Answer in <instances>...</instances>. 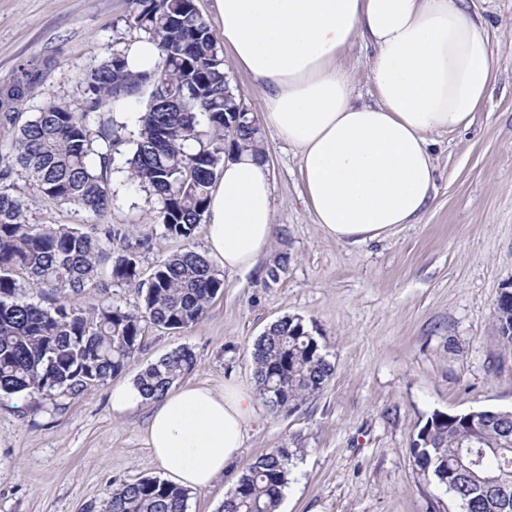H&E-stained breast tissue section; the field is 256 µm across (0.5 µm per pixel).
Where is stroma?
<instances>
[{"label": "stroma", "mask_w": 512, "mask_h": 512, "mask_svg": "<svg viewBox=\"0 0 512 512\" xmlns=\"http://www.w3.org/2000/svg\"><path fill=\"white\" fill-rule=\"evenodd\" d=\"M476 6L497 51V80L474 123L434 145L436 200L422 222L364 244L337 241L303 202L294 150L261 127L275 201L268 254L251 271L225 273L198 325L146 330L125 373L62 408L0 394V512H102L112 484L162 477L141 435L149 403L113 412V387L182 346L197 359L188 382L253 385L252 344L286 316L303 318L317 336L334 365L328 384L292 414L259 407L238 461L190 491L187 512H219L242 472L273 448L293 454L281 512H460L419 474L410 446L432 413L512 410V344L493 317L512 284V0ZM125 12L126 0H0V82L20 61H57L25 116L49 101L79 103L84 70L140 39ZM223 59L234 93L261 117L250 75L231 50ZM120 135L108 220L146 228L158 203L130 187L132 134Z\"/></svg>", "instance_id": "stroma-1"}]
</instances>
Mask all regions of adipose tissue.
Instances as JSON below:
<instances>
[{
    "instance_id": "obj_1",
    "label": "adipose tissue",
    "mask_w": 512,
    "mask_h": 512,
    "mask_svg": "<svg viewBox=\"0 0 512 512\" xmlns=\"http://www.w3.org/2000/svg\"><path fill=\"white\" fill-rule=\"evenodd\" d=\"M223 39L260 90L263 121L295 149L304 202L338 241L377 240L421 223L436 198L431 138L471 126L491 90L496 51L467 0H216ZM371 48V99L344 58ZM206 241L229 272L269 247L274 199L266 161L225 160L211 190ZM256 394L226 381L171 390L142 437L164 474L209 487L237 461Z\"/></svg>"
}]
</instances>
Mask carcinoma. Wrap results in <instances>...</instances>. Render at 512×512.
I'll list each match as a JSON object with an SVG mask.
<instances>
[{
	"label": "carcinoma",
	"instance_id": "1",
	"mask_svg": "<svg viewBox=\"0 0 512 512\" xmlns=\"http://www.w3.org/2000/svg\"><path fill=\"white\" fill-rule=\"evenodd\" d=\"M127 26L144 32L160 53L152 73H132L114 53L84 74L77 110L50 102L19 124L20 107L55 61L18 63L14 85L0 92V393H23L60 407L122 373L149 327L198 324L223 291V272L185 247L160 260L146 279L139 257L152 234L111 224L112 167L122 138L102 114L113 102L147 94L126 160L131 183L157 196L161 234L191 242L209 208L214 170L224 156L251 147L265 154L260 129L238 117L224 60L194 0H126ZM25 172L28 185L14 180ZM38 200L84 214L81 224H35ZM40 289L33 301L26 286ZM135 288L141 303L124 309L112 288ZM104 295L83 310L71 297ZM500 339L512 344V289L494 309ZM264 405L291 414L327 385L333 364L304 323L286 316L252 345ZM196 367L183 346L143 369L135 380L146 401L161 398ZM421 474L447 487L462 512H512V411L434 413L411 443ZM292 454L272 448L257 457L227 493L222 512H277L289 483ZM188 492L156 477L105 492L104 512H187Z\"/></svg>",
	"mask_w": 512,
	"mask_h": 512
}]
</instances>
